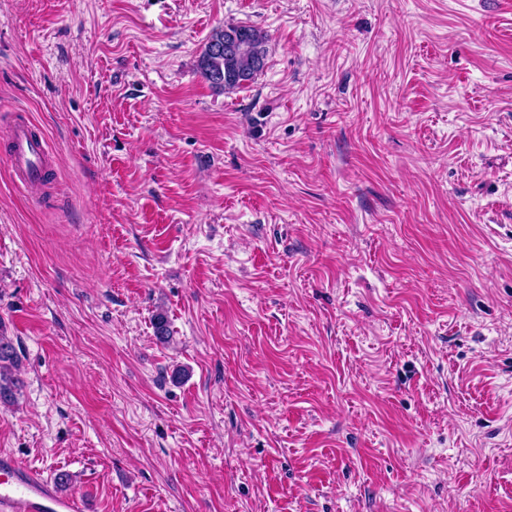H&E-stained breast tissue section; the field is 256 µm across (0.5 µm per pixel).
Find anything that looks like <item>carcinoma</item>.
Instances as JSON below:
<instances>
[{
  "label": "carcinoma",
  "mask_w": 512,
  "mask_h": 512,
  "mask_svg": "<svg viewBox=\"0 0 512 512\" xmlns=\"http://www.w3.org/2000/svg\"><path fill=\"white\" fill-rule=\"evenodd\" d=\"M227 29L241 32L245 49L232 55L213 53L214 44L224 41V29H217L199 54L197 70L212 87L231 94L244 89L245 85L235 79L218 83L213 78L214 72H242L247 83H252L266 66L268 35L255 26L229 25ZM17 369L18 359L13 344L8 337L0 334V403L14 398V388L19 383L15 377Z\"/></svg>",
  "instance_id": "1"
}]
</instances>
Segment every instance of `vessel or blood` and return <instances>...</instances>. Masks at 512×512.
<instances>
[{"mask_svg": "<svg viewBox=\"0 0 512 512\" xmlns=\"http://www.w3.org/2000/svg\"><path fill=\"white\" fill-rule=\"evenodd\" d=\"M8 163L15 182L28 190L44 178L49 166L45 140L30 125L16 123L9 134ZM0 512H84L77 495L60 492L43 473L0 453Z\"/></svg>", "mask_w": 512, "mask_h": 512, "instance_id": "1", "label": "vessel or blood"}]
</instances>
